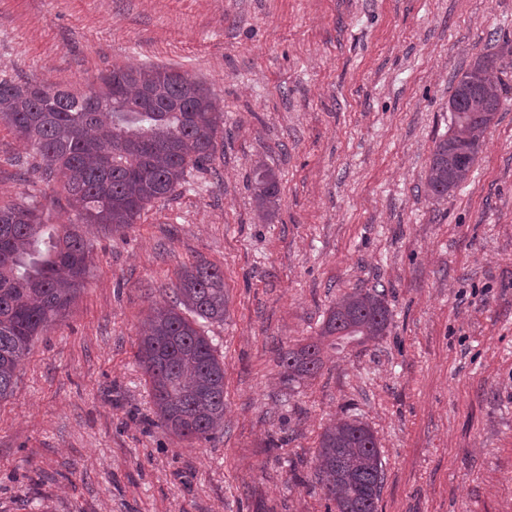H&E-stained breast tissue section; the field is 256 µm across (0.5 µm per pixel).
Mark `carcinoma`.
Returning a JSON list of instances; mask_svg holds the SVG:
<instances>
[{
  "mask_svg": "<svg viewBox=\"0 0 512 512\" xmlns=\"http://www.w3.org/2000/svg\"><path fill=\"white\" fill-rule=\"evenodd\" d=\"M494 58L482 56L455 78L451 127L436 142L425 177L427 195L444 200L478 160L501 99ZM101 86L75 91L36 80L0 78V124L12 128L45 162L33 172L50 181L61 170L75 222L44 234L43 205L23 199L0 206V399L13 392L17 366L32 341L60 321L82 290L89 247L82 226L115 231L168 199L202 170L224 134V112L209 88L156 68H114ZM250 187L258 210L277 204V173L255 166ZM176 304L157 306L143 327L136 358L149 379L155 419L180 440H208L224 426V363L200 322L224 321V271L198 260L174 288ZM385 294L357 289L329 309L320 336L376 341L386 335ZM282 381L315 378L321 341L280 350ZM315 475L336 512H377L384 482L378 440L360 420H340L320 435Z\"/></svg>",
  "mask_w": 512,
  "mask_h": 512,
  "instance_id": "carcinoma-1",
  "label": "carcinoma"
}]
</instances>
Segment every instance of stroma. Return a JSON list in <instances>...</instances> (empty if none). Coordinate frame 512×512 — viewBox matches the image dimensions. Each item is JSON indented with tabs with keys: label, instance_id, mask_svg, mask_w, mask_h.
Returning <instances> with one entry per match:
<instances>
[{
	"label": "stroma",
	"instance_id": "35a3bbf8",
	"mask_svg": "<svg viewBox=\"0 0 512 512\" xmlns=\"http://www.w3.org/2000/svg\"><path fill=\"white\" fill-rule=\"evenodd\" d=\"M486 55L501 110L469 179L431 198L452 79ZM115 66L203 82L224 141L136 224L87 227L86 284L0 401V512H332L316 447L352 418L378 439V512H512V0H0V76L82 89ZM39 161L0 125V206L34 195L68 223ZM199 259L224 272V320L202 326L224 427L182 441L152 424L136 352ZM359 288L385 291V336L324 342L286 388L280 349ZM250 187L258 210L266 217L277 204L280 184L277 173L265 163H259L252 171Z\"/></svg>",
	"mask_w": 512,
	"mask_h": 512
}]
</instances>
